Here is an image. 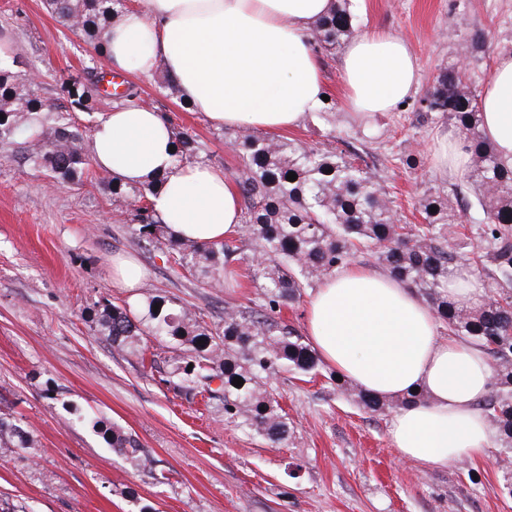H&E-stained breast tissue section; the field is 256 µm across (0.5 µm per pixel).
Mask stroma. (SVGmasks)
Returning <instances> with one entry per match:
<instances>
[{"mask_svg":"<svg viewBox=\"0 0 512 512\" xmlns=\"http://www.w3.org/2000/svg\"><path fill=\"white\" fill-rule=\"evenodd\" d=\"M350 10L357 34L387 29L410 45L418 86L395 111L355 115L341 96L340 52L317 51L329 99L286 136L369 152L399 223L418 224L417 199L454 183L433 159L436 138L451 127L444 118L419 121L422 101L451 66L465 65L485 85L495 58L512 52V0H350ZM475 29L492 40L468 58L461 45ZM0 46L11 71L34 76L43 129L53 131L66 105L63 83L98 64L93 46L44 0H0ZM118 76L200 143L199 161L236 171L238 130L183 108L165 66ZM407 154L416 166L402 164ZM118 254L139 263L137 288L113 282ZM259 294L245 278L236 288L205 286L138 244L97 172L56 180L27 163L20 144H0V419L35 438L24 450L0 448V503L27 512H136L140 504L154 512H512V468L500 445L464 464L404 460L388 440L389 414L365 412L338 393L330 367L308 381L277 376L289 437L275 446L227 419L222 398L191 402L170 385L167 349L144 360L99 331L103 296L118 305L175 297L215 326L225 307ZM100 420L137 440L145 468L113 453Z\"/></svg>","mask_w":512,"mask_h":512,"instance_id":"35a3bbf8","label":"stroma"}]
</instances>
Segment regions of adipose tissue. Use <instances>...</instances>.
<instances>
[{
  "label": "adipose tissue",
  "mask_w": 512,
  "mask_h": 512,
  "mask_svg": "<svg viewBox=\"0 0 512 512\" xmlns=\"http://www.w3.org/2000/svg\"><path fill=\"white\" fill-rule=\"evenodd\" d=\"M335 0H137L111 26L110 63L141 75L165 64L182 101L219 128L285 132L318 111L326 93L307 33ZM348 111H393L417 85L416 59L392 33L371 31L344 47ZM480 129L512 168V54L496 57L478 101ZM160 113L125 105L95 126L90 150L102 170L152 185L156 216L175 239L210 244L241 225L240 199L222 169L180 166ZM307 334L338 375L380 399L419 391L396 409L389 440L421 464L472 461L496 438L479 402L492 375L482 349L440 339L430 305L411 288L353 264L324 279L307 305Z\"/></svg>",
  "instance_id": "adipose-tissue-1"
}]
</instances>
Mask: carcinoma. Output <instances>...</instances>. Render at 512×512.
I'll list each match as a JSON object with an SVG mask.
<instances>
[{
    "label": "carcinoma",
    "instance_id": "cac0c4a2",
    "mask_svg": "<svg viewBox=\"0 0 512 512\" xmlns=\"http://www.w3.org/2000/svg\"><path fill=\"white\" fill-rule=\"evenodd\" d=\"M46 7L70 29L81 33L100 54L112 20L126 9L124 0H45ZM355 33L349 0H336L333 12L313 23L315 44L332 51ZM94 73L66 82L68 111L93 109ZM25 78L0 68V142L26 134V157L56 179H73L92 161L80 136L63 122L54 134L38 124L42 104L26 92ZM479 92L466 71L446 69L423 99L425 114L448 119L471 154L473 168L451 192L427 193L417 200L423 223L400 225L385 187L359 154L307 146L251 132L235 140L240 165L234 182L244 202L238 236L198 245L166 239L164 224L148 202V185L110 180L112 205L130 215L138 237L148 246L167 249L174 264L204 277L221 265L242 267L261 288L262 304L224 308L223 324L199 321L180 301L154 296L133 309L110 300L100 304L98 322L112 346L137 351L152 337L178 351L170 378L187 398L207 393L224 396V416L280 444L288 437L286 414L275 399L270 379L281 371L315 376L322 360L303 336L278 320L276 309L298 300L304 289L351 263L366 249L388 275L423 294L448 335L483 349L496 367L492 391L480 404L506 460L512 459V170L503 169L492 145L482 136ZM175 161L190 164L196 141L178 133ZM293 172L297 179L287 180ZM476 208L479 217L464 235L465 246H448V228L460 212ZM467 267L485 288L476 306L448 299V278ZM159 309H154V305ZM242 378L236 387L233 380ZM336 390L358 407L380 414L393 406L420 401L410 394L395 401L372 397L351 381L330 375ZM112 450L138 468L144 463L137 441L118 427L103 432ZM33 437L17 424L0 420L1 448H31Z\"/></svg>",
    "mask_w": 512,
    "mask_h": 512
}]
</instances>
